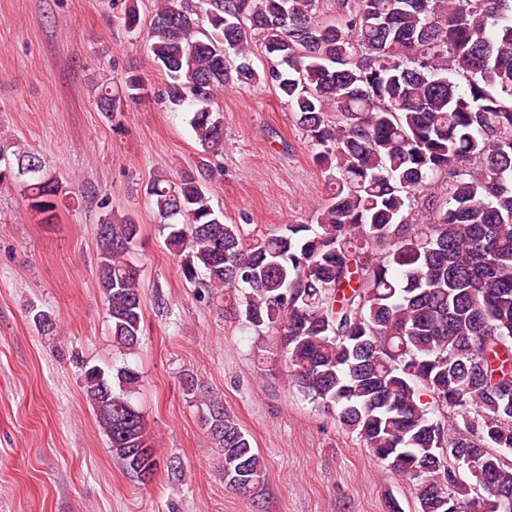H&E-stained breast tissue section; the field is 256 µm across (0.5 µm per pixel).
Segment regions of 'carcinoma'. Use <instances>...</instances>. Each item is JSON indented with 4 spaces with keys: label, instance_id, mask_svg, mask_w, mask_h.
<instances>
[{
    "label": "carcinoma",
    "instance_id": "1",
    "mask_svg": "<svg viewBox=\"0 0 512 512\" xmlns=\"http://www.w3.org/2000/svg\"><path fill=\"white\" fill-rule=\"evenodd\" d=\"M323 9L160 0L148 32L159 97L188 111L203 155L146 184L158 227L196 294L225 302L304 397L406 477L419 512H512V0H343L321 22ZM230 82L286 98L334 185L314 222L251 235L213 207L215 93ZM96 89L113 120L149 97L134 73ZM7 184L55 223L61 182L1 136ZM140 233L110 211L97 232L112 339L129 351L143 336ZM82 377L113 455L150 480L160 461L132 400L140 373L92 366ZM181 385L204 406L224 482L251 494L262 457L203 381Z\"/></svg>",
    "mask_w": 512,
    "mask_h": 512
}]
</instances>
